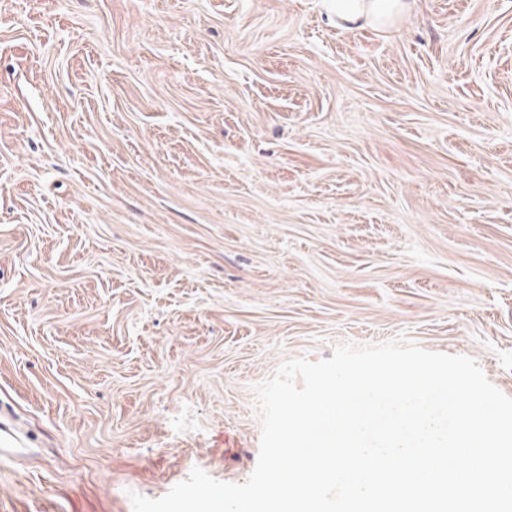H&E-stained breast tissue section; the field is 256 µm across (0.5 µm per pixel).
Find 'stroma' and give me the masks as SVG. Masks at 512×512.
I'll return each mask as SVG.
<instances>
[{"label":"stroma","mask_w":512,"mask_h":512,"mask_svg":"<svg viewBox=\"0 0 512 512\" xmlns=\"http://www.w3.org/2000/svg\"><path fill=\"white\" fill-rule=\"evenodd\" d=\"M407 2L0 0V512L245 482L346 342L512 396V0ZM329 10L339 22L356 23L365 20L370 24L389 26L406 8L403 0H328Z\"/></svg>","instance_id":"stroma-1"}]
</instances>
